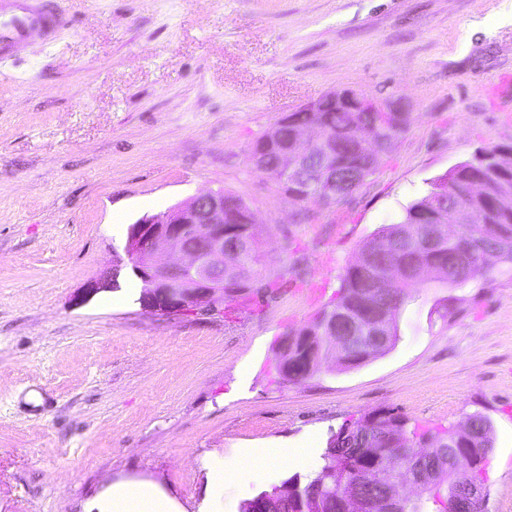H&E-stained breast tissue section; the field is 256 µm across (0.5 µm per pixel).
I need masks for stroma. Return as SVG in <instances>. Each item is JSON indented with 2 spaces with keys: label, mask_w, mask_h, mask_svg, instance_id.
<instances>
[{
  "label": "stroma",
  "mask_w": 512,
  "mask_h": 512,
  "mask_svg": "<svg viewBox=\"0 0 512 512\" xmlns=\"http://www.w3.org/2000/svg\"><path fill=\"white\" fill-rule=\"evenodd\" d=\"M49 46L0 61V512H98L148 483L185 512L240 504L312 468H244L390 411L493 425L488 512H512V270L465 294L420 288L396 345L283 379L276 348L333 298L361 243L433 179L512 146V0H62ZM345 89L410 115L347 202L294 201L250 161L282 116ZM243 198L263 297L145 309L127 225L209 190ZM122 230H113L114 216ZM117 276L86 297L90 281ZM235 466L210 483V455ZM246 453L249 454L243 459L260 458L265 463L278 464L279 462L291 461L295 456H302L304 448H280V451L267 453L263 448H248Z\"/></svg>",
  "instance_id": "35a3bbf8"
}]
</instances>
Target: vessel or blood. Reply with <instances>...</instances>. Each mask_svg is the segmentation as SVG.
Segmentation results:
<instances>
[{"instance_id":"vessel-or-blood-1","label":"vessel or blood","mask_w":512,"mask_h":512,"mask_svg":"<svg viewBox=\"0 0 512 512\" xmlns=\"http://www.w3.org/2000/svg\"><path fill=\"white\" fill-rule=\"evenodd\" d=\"M68 24L58 0H0V60L20 47L54 41Z\"/></svg>"}]
</instances>
